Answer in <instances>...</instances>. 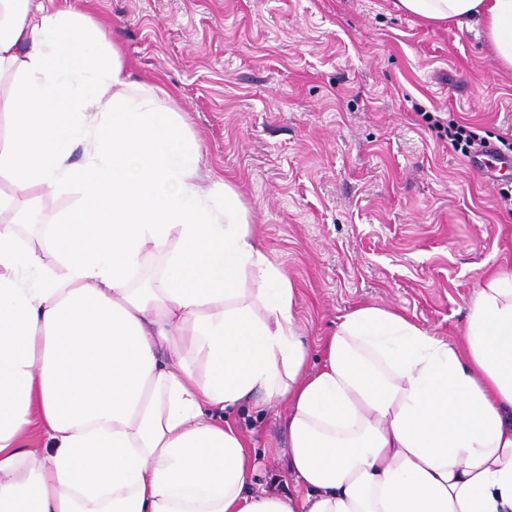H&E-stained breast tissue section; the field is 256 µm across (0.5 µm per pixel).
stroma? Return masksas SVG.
Instances as JSON below:
<instances>
[{
  "mask_svg": "<svg viewBox=\"0 0 512 512\" xmlns=\"http://www.w3.org/2000/svg\"><path fill=\"white\" fill-rule=\"evenodd\" d=\"M105 26L130 80L162 87L200 145L202 176L238 194L319 367L320 338L362 305L454 339L474 287L512 270V166L486 177L431 115L512 140V68L484 35L396 0H56ZM279 404L230 418L253 491L291 492Z\"/></svg>",
  "mask_w": 512,
  "mask_h": 512,
  "instance_id": "stroma-1",
  "label": "stroma"
}]
</instances>
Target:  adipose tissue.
<instances>
[{"label":"adipose tissue","mask_w":512,"mask_h":512,"mask_svg":"<svg viewBox=\"0 0 512 512\" xmlns=\"http://www.w3.org/2000/svg\"><path fill=\"white\" fill-rule=\"evenodd\" d=\"M397 6L481 26L512 68V0ZM3 68L0 512H512V274L478 281L459 341L361 306L308 371L290 280L104 29L53 0H0ZM70 185L75 211L23 242L39 191ZM152 251L160 275L132 287ZM250 398L286 405L294 493L247 491L225 413ZM33 426L40 453L21 440Z\"/></svg>","instance_id":"ef3b65f1"}]
</instances>
